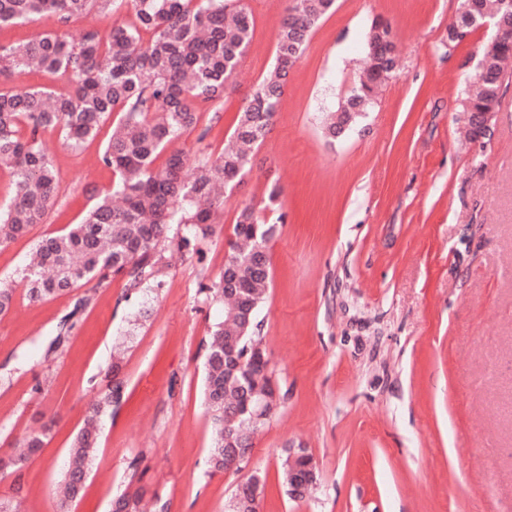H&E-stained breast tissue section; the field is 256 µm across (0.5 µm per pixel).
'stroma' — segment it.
I'll use <instances>...</instances> for the list:
<instances>
[{
  "label": "stroma",
  "instance_id": "35a3bbf8",
  "mask_svg": "<svg viewBox=\"0 0 512 512\" xmlns=\"http://www.w3.org/2000/svg\"><path fill=\"white\" fill-rule=\"evenodd\" d=\"M253 39L220 116L199 105L210 156L246 94L270 69L289 0H246ZM460 0H336L288 76L271 131L240 185L224 195L198 251L167 244L164 286L127 291L112 276L30 303L21 272L41 237L79 223L112 189L99 161L109 127L79 148L60 129L42 140L59 195L44 223L0 249L15 290L0 316V458L51 425L22 474L0 470V499L58 512L56 487L76 431L109 375L122 397L104 422L84 492L70 512H110L139 460L146 496L168 512H229L245 473L265 479L260 512H512V88L484 142L464 139L460 102L488 27L457 47ZM376 17L391 23L395 71L346 137L327 112L352 87ZM133 13H91L0 29V44L66 30L107 37ZM280 188L284 224L269 244L272 282L258 319L285 395L253 442L246 472H210L202 343L222 316L217 281L237 213ZM312 457L317 484L291 498L284 447Z\"/></svg>",
  "mask_w": 512,
  "mask_h": 512
}]
</instances>
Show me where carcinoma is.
<instances>
[{
  "label": "carcinoma",
  "instance_id": "obj_1",
  "mask_svg": "<svg viewBox=\"0 0 512 512\" xmlns=\"http://www.w3.org/2000/svg\"><path fill=\"white\" fill-rule=\"evenodd\" d=\"M127 5L134 21L115 24L107 38L89 31L79 40L60 31L23 43L0 45V76L31 65L66 75L71 93L47 88L0 91V169L13 181V197L0 212V247L43 223L54 204L58 181L41 133L58 127L77 148L95 138L118 113L99 160L112 170V194L101 197L79 224L42 238L33 262L23 270L26 297L43 302L89 284L98 288L113 274L130 290L161 288V247L172 231L179 246L195 251L213 234L223 205L216 185L233 188L250 169L252 151L270 131L289 72L300 61L315 25L335 0H291L275 46L274 63L245 98L222 152L185 175L182 150L167 147L197 129V103L222 111L228 82L243 61L253 33V17L243 0H0V27L45 16L67 23L98 8L110 13ZM495 37L482 49L481 67L461 103L471 138L499 110L512 84L505 62L512 58V0H460L448 46L460 44L486 19ZM149 38H144V35ZM368 66L355 87L329 113L324 130L338 138L377 100L378 86L396 60L390 24L372 23L366 41ZM278 225L268 224L251 206L237 214L224 269L207 292L226 303L224 319L213 327L204 349V401L216 432L206 460L211 471L230 462L228 449L249 447L252 436L276 413L283 396L270 404L276 383L260 336L258 313L271 280L269 242ZM114 384L89 411L74 436L68 466L58 486L60 512L81 497L88 466L99 443L102 417L119 402ZM46 434L29 436L27 451L8 466L22 472L44 448ZM125 490L115 498L119 512H142L143 492L134 486L138 461ZM263 478L251 474L239 485L230 512H258Z\"/></svg>",
  "mask_w": 512,
  "mask_h": 512
}]
</instances>
